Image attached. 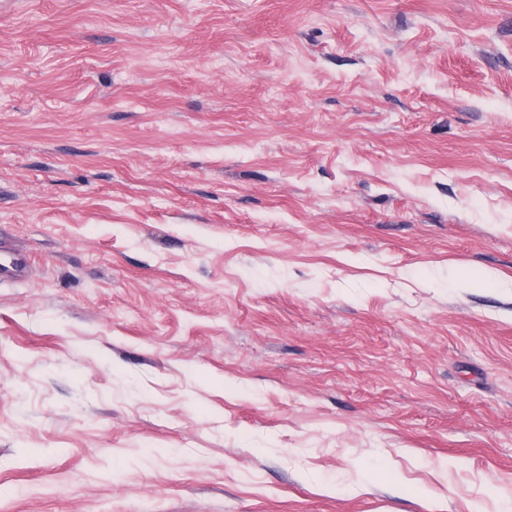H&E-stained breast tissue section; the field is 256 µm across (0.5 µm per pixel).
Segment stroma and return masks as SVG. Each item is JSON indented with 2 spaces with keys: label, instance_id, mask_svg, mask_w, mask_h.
Listing matches in <instances>:
<instances>
[{
  "label": "stroma",
  "instance_id": "stroma-1",
  "mask_svg": "<svg viewBox=\"0 0 512 512\" xmlns=\"http://www.w3.org/2000/svg\"><path fill=\"white\" fill-rule=\"evenodd\" d=\"M0 512H512V0H0Z\"/></svg>",
  "mask_w": 512,
  "mask_h": 512
}]
</instances>
